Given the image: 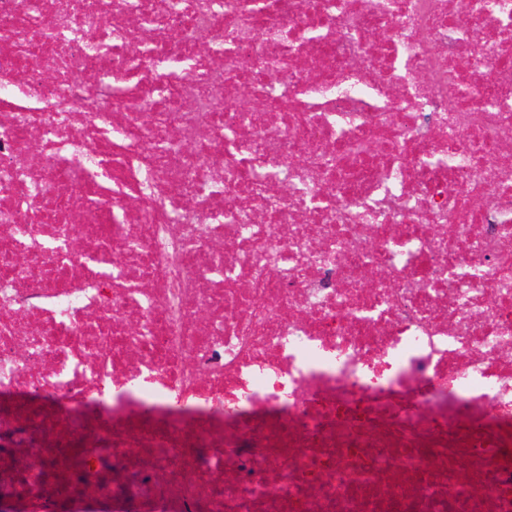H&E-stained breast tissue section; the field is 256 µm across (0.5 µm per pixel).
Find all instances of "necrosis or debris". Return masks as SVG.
Segmentation results:
<instances>
[{"instance_id":"necrosis-or-debris-1","label":"necrosis or debris","mask_w":512,"mask_h":512,"mask_svg":"<svg viewBox=\"0 0 512 512\" xmlns=\"http://www.w3.org/2000/svg\"><path fill=\"white\" fill-rule=\"evenodd\" d=\"M508 132L512 0H0V504L512 512Z\"/></svg>"}]
</instances>
